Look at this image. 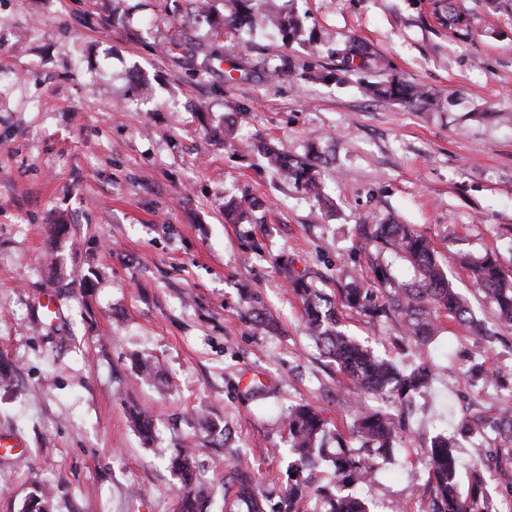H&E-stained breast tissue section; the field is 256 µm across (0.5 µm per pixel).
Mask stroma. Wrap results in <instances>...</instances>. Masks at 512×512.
Returning <instances> with one entry per match:
<instances>
[{"label": "stroma", "instance_id": "1", "mask_svg": "<svg viewBox=\"0 0 512 512\" xmlns=\"http://www.w3.org/2000/svg\"><path fill=\"white\" fill-rule=\"evenodd\" d=\"M105 5L0 0V356L14 370L0 388V432L27 444L23 458H0V512H21L46 484L51 512H177L167 463L186 446L199 447L196 466L214 486L232 451L277 495L289 411L314 403L342 430L353 417L352 384L306 335L285 261L338 296L342 263L373 277L354 228L378 215L430 238L462 291L459 250L499 252L512 270V124L499 118L512 113V0H455L463 36L440 24L434 0H277L300 20L287 47L260 10L218 35L173 0H122L113 23ZM187 37L245 78L201 73ZM354 37L370 44L372 69L313 80ZM284 55L294 76L270 79ZM387 72L440 90L442 107L366 96L364 82ZM228 121L229 146L209 133ZM261 140L326 156L330 207L268 172ZM229 195L260 201L254 223H226ZM51 211L70 224L54 245ZM253 304L277 331L246 322ZM343 323L397 367L433 373L409 416L363 397L401 424L395 459L364 497L374 512H427L432 436L474 408L512 410V328L487 343L453 324L413 347L400 320ZM471 353L500 382L473 384ZM140 359L160 380L138 378ZM133 406L153 415L151 442L132 428ZM203 415L229 428L226 447H206ZM457 452L486 459L487 486L512 512L501 481L512 449L465 436Z\"/></svg>", "mask_w": 512, "mask_h": 512}]
</instances>
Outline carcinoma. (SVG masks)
I'll return each mask as SVG.
<instances>
[{"label":"carcinoma","mask_w":512,"mask_h":512,"mask_svg":"<svg viewBox=\"0 0 512 512\" xmlns=\"http://www.w3.org/2000/svg\"><path fill=\"white\" fill-rule=\"evenodd\" d=\"M262 7V0H226L224 15L206 21L217 29H234L247 21L252 11ZM269 23L288 45L296 37L299 17L293 12L269 11ZM342 70L370 69L372 53L363 42L354 39L342 48L332 50ZM364 90L374 98L392 101L404 107L425 105L437 108L442 95L424 86H410L392 73H384L376 81L365 84ZM265 167L272 173L294 182L309 197L323 198L324 161L314 152L298 157L288 147L259 145ZM257 201L231 197L224 201V210L240 224L254 221ZM360 246L373 255L372 270L382 294L364 284L357 274H341L346 280L340 288L344 307L370 319L397 316L404 323L406 335L414 345L423 344L439 331L441 318L465 327L477 336L491 340V331L473 311L469 298L453 288L448 271L438 262L431 242L411 224L373 216L357 225ZM459 264L466 270L474 291L491 306L497 322L512 327V274L507 273L499 257L492 251L475 255L459 253ZM291 291L302 302L304 326L309 335L337 371L359 390L406 405L429 382L430 371L417 367L399 370L392 362L361 345L342 328L336 303L304 275L284 266ZM469 373L476 383L490 381L492 375L477 356L470 357ZM131 423L145 442L153 438L150 416L140 410L131 413ZM206 443L216 445L227 440L226 428L212 418L199 421ZM463 434L492 433L502 443H512V415L494 416L480 411L461 424ZM329 433L328 422L311 404H299L288 413V484L278 500L264 495L253 468L238 455L227 458L224 476V512H238L242 503L248 512H301V505L314 500L319 512H371L368 501L359 494L362 485L370 482L378 471V460L388 459L395 452L396 425L384 413L357 407L349 434L359 442L350 447L341 434H336V454L331 462L333 479L317 485L307 475L316 456L322 454V441ZM457 439L438 434L431 440L425 468L435 498L433 512H499L494 497L486 489L477 464H466L457 454ZM196 453L182 449L171 459V469L182 484L179 512H209L212 489L198 475ZM471 468V483L462 493L458 471Z\"/></svg>","instance_id":"cac0c4a2"}]
</instances>
